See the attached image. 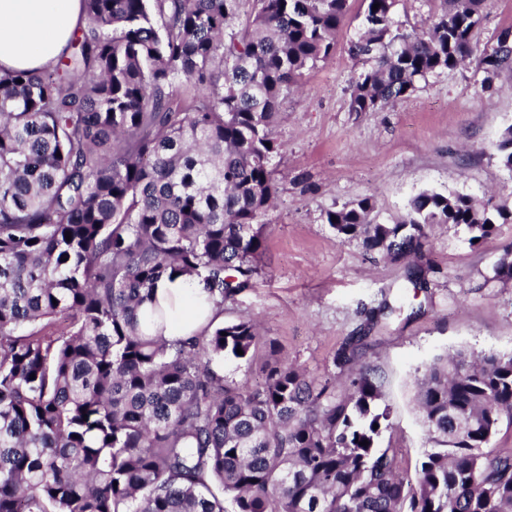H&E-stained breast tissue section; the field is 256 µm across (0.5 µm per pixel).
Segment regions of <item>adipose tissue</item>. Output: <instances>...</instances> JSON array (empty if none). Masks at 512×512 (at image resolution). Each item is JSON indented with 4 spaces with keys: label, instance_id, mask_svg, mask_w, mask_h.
I'll return each instance as SVG.
<instances>
[{
    "label": "adipose tissue",
    "instance_id": "adipose-tissue-1",
    "mask_svg": "<svg viewBox=\"0 0 512 512\" xmlns=\"http://www.w3.org/2000/svg\"><path fill=\"white\" fill-rule=\"evenodd\" d=\"M81 0H0V69L39 70L65 50L82 21ZM156 300L171 307L166 338L194 335L212 319L217 309L193 280L163 278Z\"/></svg>",
    "mask_w": 512,
    "mask_h": 512
}]
</instances>
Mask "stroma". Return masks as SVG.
Masks as SVG:
<instances>
[{
	"label": "stroma",
	"instance_id": "1",
	"mask_svg": "<svg viewBox=\"0 0 512 512\" xmlns=\"http://www.w3.org/2000/svg\"><path fill=\"white\" fill-rule=\"evenodd\" d=\"M512 29V0H484L474 37L477 56ZM358 22L349 19L334 52L308 70L280 105L271 163L282 179L266 212L257 274L224 300V322L255 319L263 343L251 363L216 362L227 381L256 386L268 344L309 376L343 381L334 357L358 335L370 311L387 308L380 330L359 350L358 365L378 369L393 428L384 438L412 470L427 449L414 399L419 371L459 350L512 352V280L494 277L512 250V224L479 246L462 227L435 224L421 254L390 262L361 242L340 243L326 211L361 199L391 223L425 190L512 203V175L494 146L512 126V76L483 86L476 58L428 77L379 112L349 109L350 84L364 68L348 53Z\"/></svg>",
	"mask_w": 512,
	"mask_h": 512
}]
</instances>
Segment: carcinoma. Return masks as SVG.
Segmentation results:
<instances>
[{"label": "carcinoma", "instance_id": "1", "mask_svg": "<svg viewBox=\"0 0 512 512\" xmlns=\"http://www.w3.org/2000/svg\"><path fill=\"white\" fill-rule=\"evenodd\" d=\"M81 2L56 65L0 75V512H512V453L492 448L512 427V353L424 368L432 448L411 476L382 444L378 370L350 373L338 396L271 344L263 385L245 387L211 364L251 361L254 321L169 340V309L144 310L165 276L222 310L258 273L272 123L334 50L350 0H254L227 36L241 0ZM361 2L352 112L473 56L483 0H440L421 33L396 22L398 0ZM478 67L486 84L512 56ZM495 150L512 174V126ZM374 209L365 198L326 222L391 260L420 251L430 224L480 244L512 224V205L455 192L419 193L395 224Z\"/></svg>", "mask_w": 512, "mask_h": 512}]
</instances>
